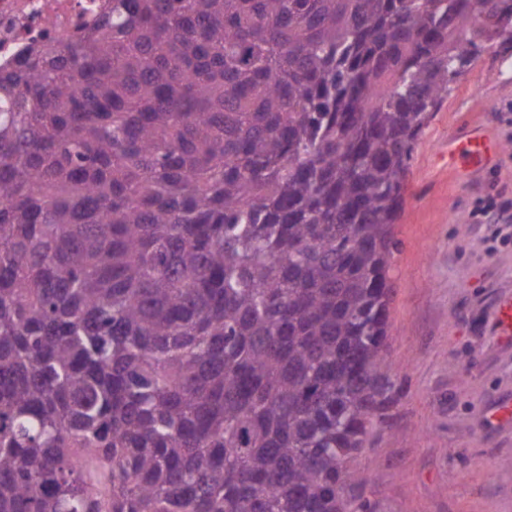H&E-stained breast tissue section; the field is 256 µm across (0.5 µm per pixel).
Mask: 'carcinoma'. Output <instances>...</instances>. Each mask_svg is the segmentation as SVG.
Segmentation results:
<instances>
[{
	"label": "carcinoma",
	"instance_id": "obj_1",
	"mask_svg": "<svg viewBox=\"0 0 512 512\" xmlns=\"http://www.w3.org/2000/svg\"><path fill=\"white\" fill-rule=\"evenodd\" d=\"M0 73V512H373L414 146L512 0H108Z\"/></svg>",
	"mask_w": 512,
	"mask_h": 512
}]
</instances>
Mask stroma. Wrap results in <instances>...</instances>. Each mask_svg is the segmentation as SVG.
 <instances>
[{"instance_id": "obj_1", "label": "stroma", "mask_w": 512, "mask_h": 512, "mask_svg": "<svg viewBox=\"0 0 512 512\" xmlns=\"http://www.w3.org/2000/svg\"><path fill=\"white\" fill-rule=\"evenodd\" d=\"M486 48L420 134L394 228L393 294L384 356L395 385L386 419L355 466L375 512H512V428L484 411L512 395V347L495 308L512 295V235L491 237L489 205L512 204V67ZM485 132L488 166L448 162L450 141Z\"/></svg>"}]
</instances>
